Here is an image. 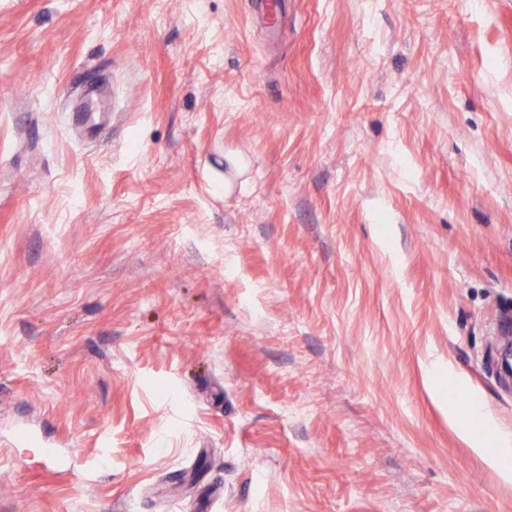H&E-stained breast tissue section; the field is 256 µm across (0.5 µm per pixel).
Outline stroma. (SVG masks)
I'll list each match as a JSON object with an SVG mask.
<instances>
[{
    "label": "stroma",
    "instance_id": "1",
    "mask_svg": "<svg viewBox=\"0 0 512 512\" xmlns=\"http://www.w3.org/2000/svg\"><path fill=\"white\" fill-rule=\"evenodd\" d=\"M265 4L0 0V512H512V0Z\"/></svg>",
    "mask_w": 512,
    "mask_h": 512
}]
</instances>
